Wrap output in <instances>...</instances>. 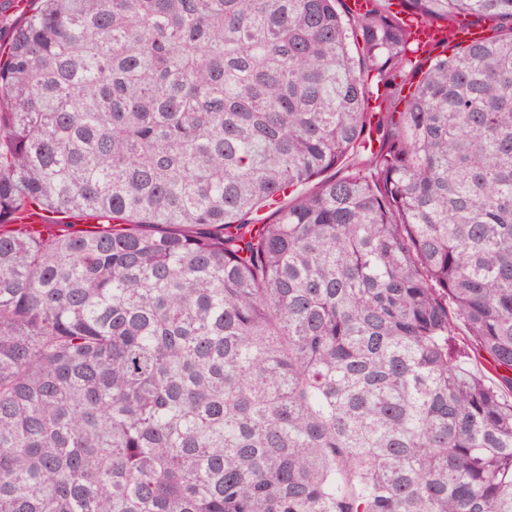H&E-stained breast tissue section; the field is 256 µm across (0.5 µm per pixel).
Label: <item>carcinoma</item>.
Instances as JSON below:
<instances>
[{
    "label": "carcinoma",
    "instance_id": "1",
    "mask_svg": "<svg viewBox=\"0 0 512 512\" xmlns=\"http://www.w3.org/2000/svg\"><path fill=\"white\" fill-rule=\"evenodd\" d=\"M343 2L29 0L0 512H512V0ZM405 22L412 30L415 40L422 45H432L441 38V32L432 26L424 24L418 17L414 15H404ZM460 337L457 338L456 341V349L458 350L457 354H455V359L457 363H464V367L475 372H480L481 374H485L487 377L492 378L491 373L486 370L483 364L480 362V359L477 357V354L468 341L462 339L465 338V329L461 325L458 331Z\"/></svg>",
    "mask_w": 512,
    "mask_h": 512
}]
</instances>
